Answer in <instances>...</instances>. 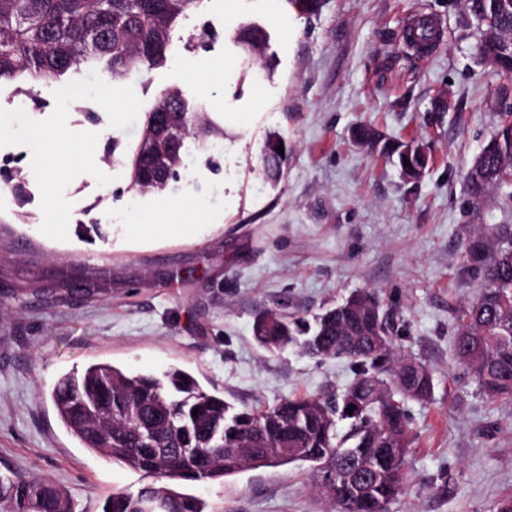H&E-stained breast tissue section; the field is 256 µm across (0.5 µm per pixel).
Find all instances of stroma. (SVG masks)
<instances>
[{
    "mask_svg": "<svg viewBox=\"0 0 512 512\" xmlns=\"http://www.w3.org/2000/svg\"><path fill=\"white\" fill-rule=\"evenodd\" d=\"M443 37L428 54L403 43L414 12ZM464 0H322L299 14L289 0H204L185 20L174 57L112 88L98 72L37 87V100L0 85V157H21L29 201L0 181V476L47 478L74 512H101L145 477L84 448L52 400L58 378L96 362L162 375L178 366L236 407H265L354 378L346 359L270 353L253 338L256 314L313 318L361 289L376 291L398 328L401 354L434 375L431 401H406L417 440L408 483L388 512H499L512 499V400L488 401L455 360V317L478 281L464 268L480 224H512L504 188L471 202L466 176L501 120L498 79L480 60ZM245 22L269 40L249 54ZM271 74L246 75L249 58ZM179 88L224 127L207 150L189 146L182 179L158 194L127 193L107 149L134 142L144 112ZM130 101L122 112L101 98ZM425 146L421 177L358 144L353 131ZM47 135L33 150L26 133ZM91 139L92 154L43 178L56 136ZM288 145L278 181L260 171L268 134ZM200 199L218 224L153 231L173 202ZM180 275L172 282L170 274ZM110 278L107 295L67 280ZM209 512H332L310 464L246 468L224 482L183 485Z\"/></svg>",
    "mask_w": 512,
    "mask_h": 512,
    "instance_id": "stroma-1",
    "label": "stroma"
}]
</instances>
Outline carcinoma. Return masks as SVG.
<instances>
[{"mask_svg":"<svg viewBox=\"0 0 512 512\" xmlns=\"http://www.w3.org/2000/svg\"><path fill=\"white\" fill-rule=\"evenodd\" d=\"M203 0H0V83L35 97L29 82L60 83L83 69L114 85L166 65L180 23ZM476 22L477 49L512 94V0H467ZM266 30L246 23L236 42L261 47ZM164 111L144 113L138 139L120 153L127 189L160 193L186 169V142L224 138V127L179 89L161 93ZM284 140L266 142L261 169L281 175ZM380 152L411 164L419 177L428 166L423 145L385 142ZM512 183V112L482 147L469 172L471 197ZM465 267L480 279L478 297L462 309L455 356L490 401L512 400V224H485L465 244ZM256 341L269 351L289 346L318 359L344 358L355 367L339 395L319 393L264 409L237 408L173 367L161 378L92 364L64 375L52 398L65 426L100 455L153 478L136 494L118 492L103 512H207L203 500L176 489L183 482L217 480L245 467L328 460L338 469L336 489L315 479L334 512H386L403 493L412 447L407 399L428 401L434 379L427 365L396 352L395 325L379 296L359 290L307 325L277 312L259 315ZM356 409L348 412L347 407ZM197 415H192V411ZM346 422L339 433L337 423ZM0 512H73L70 497L47 479L0 477Z\"/></svg>","mask_w":512,"mask_h":512,"instance_id":"obj_1","label":"carcinoma"}]
</instances>
